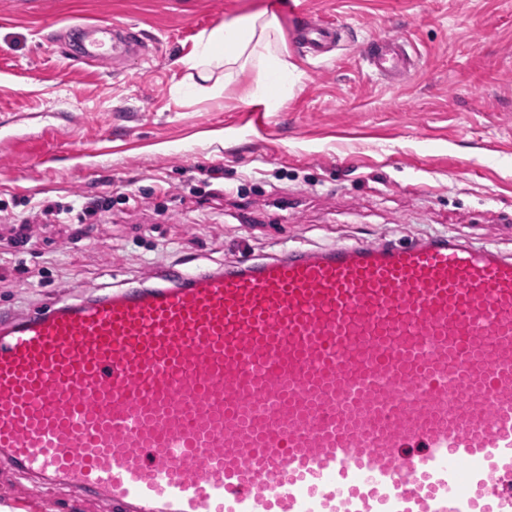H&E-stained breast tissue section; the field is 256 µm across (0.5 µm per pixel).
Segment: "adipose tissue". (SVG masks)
<instances>
[{
    "instance_id": "adipose-tissue-1",
    "label": "adipose tissue",
    "mask_w": 512,
    "mask_h": 512,
    "mask_svg": "<svg viewBox=\"0 0 512 512\" xmlns=\"http://www.w3.org/2000/svg\"><path fill=\"white\" fill-rule=\"evenodd\" d=\"M275 32V19L264 18L260 13L231 20L201 35L190 65L197 70L199 79L206 81L214 69H223L229 76L239 67L255 64L257 77L251 95L268 108H277L287 98L295 79L277 50Z\"/></svg>"
}]
</instances>
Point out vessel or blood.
I'll list each match as a JSON object with an SVG mask.
<instances>
[{
    "instance_id": "1",
    "label": "vessel or blood",
    "mask_w": 512,
    "mask_h": 512,
    "mask_svg": "<svg viewBox=\"0 0 512 512\" xmlns=\"http://www.w3.org/2000/svg\"><path fill=\"white\" fill-rule=\"evenodd\" d=\"M368 63L413 66L387 36ZM2 459L120 512H512V257L291 248L0 320Z\"/></svg>"
}]
</instances>
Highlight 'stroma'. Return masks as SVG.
I'll return each mask as SVG.
<instances>
[{"label":"stroma","mask_w":512,"mask_h":512,"mask_svg":"<svg viewBox=\"0 0 512 512\" xmlns=\"http://www.w3.org/2000/svg\"><path fill=\"white\" fill-rule=\"evenodd\" d=\"M262 11L297 74L281 108L250 97V65L220 94L189 95L200 35ZM308 13L340 28L321 58L295 44ZM84 23L140 47L104 66L70 59ZM382 35L417 68L372 71ZM84 196L112 206L72 224L33 215ZM21 213L27 246L0 230L6 319L289 246L443 235L512 255V0H0V214ZM0 507L111 512L6 464Z\"/></svg>","instance_id":"1"}]
</instances>
